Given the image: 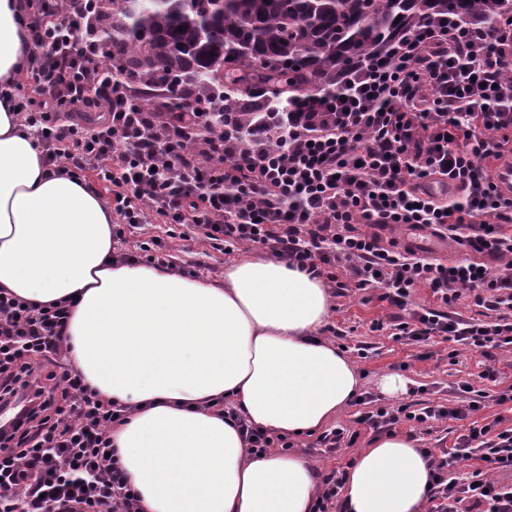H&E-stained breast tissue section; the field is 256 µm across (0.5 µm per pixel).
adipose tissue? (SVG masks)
Instances as JSON below:
<instances>
[{
    "label": "adipose tissue",
    "mask_w": 512,
    "mask_h": 512,
    "mask_svg": "<svg viewBox=\"0 0 512 512\" xmlns=\"http://www.w3.org/2000/svg\"><path fill=\"white\" fill-rule=\"evenodd\" d=\"M23 0H0V86L26 70ZM98 193L48 167L14 101L0 96V290L34 306L73 301L67 358L130 413L112 430L140 512H314L320 487L294 452L250 453L237 425L292 439L355 399L361 378L318 336L332 309L320 279L247 257L220 282L129 264ZM231 403L235 416L218 411ZM431 463L390 432L344 476L345 512H426Z\"/></svg>",
    "instance_id": "ef3b65f1"
}]
</instances>
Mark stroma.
I'll use <instances>...</instances> for the list:
<instances>
[{
	"mask_svg": "<svg viewBox=\"0 0 512 512\" xmlns=\"http://www.w3.org/2000/svg\"><path fill=\"white\" fill-rule=\"evenodd\" d=\"M171 231L168 224L143 225L129 234L127 247L135 251L141 243L152 241L169 245L178 265L203 280L221 278L225 265L251 254L247 248L227 253L214 249L210 241L198 236L187 241L175 239ZM332 305L319 334L329 337L354 360L362 374L363 391L378 393V381L386 374H397L405 379V390L389 398V405L429 403L445 406L454 402L458 386L467 382L489 394L512 386V363L508 360H501L497 381H481L477 375L483 370L486 359L478 352L439 337L416 346L396 340L389 329L391 310L377 296L351 294L334 298ZM361 411V406L350 405L328 424L329 429L342 428L346 433L354 434L352 445L326 453L316 448V438L311 435L297 439L298 454L320 474L345 473L350 461L373 437L371 430L357 422ZM468 427L469 422L465 420L429 425L407 422L398 426L397 431L413 438L418 447L440 449L452 447L457 436L466 433Z\"/></svg>",
	"mask_w": 512,
	"mask_h": 512,
	"instance_id": "obj_1",
	"label": "stroma"
}]
</instances>
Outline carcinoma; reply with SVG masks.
<instances>
[{
	"mask_svg": "<svg viewBox=\"0 0 512 512\" xmlns=\"http://www.w3.org/2000/svg\"><path fill=\"white\" fill-rule=\"evenodd\" d=\"M33 20L61 13L59 0H27ZM112 54L95 75L117 68L138 87L144 112H179L184 100L212 101L218 124L242 138L260 113L287 112L305 95H333L347 77L426 22L512 15V0H99ZM183 31H177L178 27ZM165 88L157 105L154 90Z\"/></svg>",
	"mask_w": 512,
	"mask_h": 512,
	"instance_id": "obj_1",
	"label": "carcinoma"
}]
</instances>
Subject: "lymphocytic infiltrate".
<instances>
[{"label": "lymphocytic infiltrate", "instance_id": "obj_1", "mask_svg": "<svg viewBox=\"0 0 512 512\" xmlns=\"http://www.w3.org/2000/svg\"><path fill=\"white\" fill-rule=\"evenodd\" d=\"M96 0H72L42 28L32 54L40 71L8 85L24 126L49 165L88 178L109 196L116 241L154 222L194 227L212 244L265 247L289 266L326 279L338 294L376 290L402 310L397 339L440 336L494 362L512 355V192L492 167L512 164V21L494 27L457 20L427 23L393 43L386 57L354 72L339 96H311L271 121L280 148H244L234 128L211 129L207 103L193 102L169 121L171 138L146 137L153 112L140 111L110 84L86 92L90 67L108 51L90 18ZM51 90L42 111H28L26 84ZM406 226L461 246L440 262L419 247L383 240ZM429 289L436 309L415 308ZM483 319L458 317L462 292ZM71 305L34 307L0 291V408L22 414L0 426V512H138L135 491L112 456L111 431L124 418L89 387L64 356ZM474 387L456 405L377 406L361 424L379 433L406 421L463 420L481 409ZM478 466L449 479L464 461ZM512 428L470 425L433 465V512H512Z\"/></svg>", "mask_w": 512, "mask_h": 512}]
</instances>
